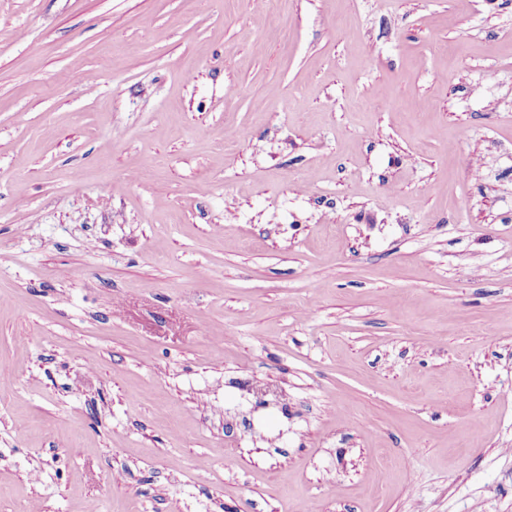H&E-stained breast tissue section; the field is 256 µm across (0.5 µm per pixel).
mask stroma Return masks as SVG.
Segmentation results:
<instances>
[{"label": "stroma", "mask_w": 512, "mask_h": 512, "mask_svg": "<svg viewBox=\"0 0 512 512\" xmlns=\"http://www.w3.org/2000/svg\"><path fill=\"white\" fill-rule=\"evenodd\" d=\"M2 371L0 512H512V0H0Z\"/></svg>", "instance_id": "1"}]
</instances>
